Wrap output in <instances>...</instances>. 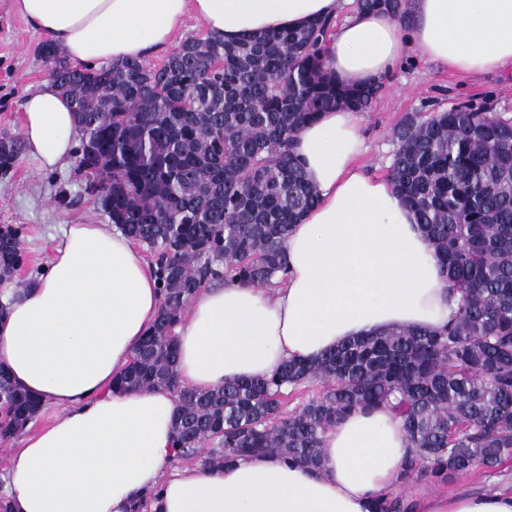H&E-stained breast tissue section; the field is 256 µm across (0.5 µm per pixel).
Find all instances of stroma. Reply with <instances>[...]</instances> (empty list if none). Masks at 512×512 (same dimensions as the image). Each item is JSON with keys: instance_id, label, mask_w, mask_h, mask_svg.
<instances>
[{"instance_id": "stroma-1", "label": "stroma", "mask_w": 512, "mask_h": 512, "mask_svg": "<svg viewBox=\"0 0 512 512\" xmlns=\"http://www.w3.org/2000/svg\"><path fill=\"white\" fill-rule=\"evenodd\" d=\"M45 39L17 11L14 0H0V131H20L23 97L45 77L46 64L38 52ZM465 104L511 118L512 68L462 76L424 64L415 53H408L382 85L372 108L362 115L367 146L362 163L374 174L387 175L397 127L408 117ZM62 191L68 195V204L58 201ZM106 221L95 199L76 181L73 164L44 171L24 157L9 178L0 179V227L20 230L23 240L21 282L43 273L62 225Z\"/></svg>"}]
</instances>
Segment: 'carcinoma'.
Masks as SVG:
<instances>
[{"instance_id":"obj_1","label":"carcinoma","mask_w":512,"mask_h":512,"mask_svg":"<svg viewBox=\"0 0 512 512\" xmlns=\"http://www.w3.org/2000/svg\"><path fill=\"white\" fill-rule=\"evenodd\" d=\"M406 0H361L405 14ZM329 27L191 37L160 66L72 65L46 40L48 76L76 114L75 174L115 228L153 253L156 323L113 388L176 394L175 457L212 468L269 453L318 467L322 435L358 409L387 406L413 452L403 479L447 481L512 460V119L469 106L411 117L394 133L389 176L461 293L442 330L391 328L263 380L208 391L180 385L173 328L201 285L259 286L286 270L285 240L316 203L293 135L336 106L368 110L379 87L347 89L320 63ZM135 112L130 120L127 113ZM0 177L24 146L0 133ZM23 261L20 232L0 228V279ZM326 384L286 416V389ZM0 367V443L41 412Z\"/></svg>"}]
</instances>
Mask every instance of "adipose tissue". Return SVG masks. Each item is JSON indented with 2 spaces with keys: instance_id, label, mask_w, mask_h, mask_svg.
I'll return each instance as SVG.
<instances>
[{
  "instance_id": "ef3b65f1",
  "label": "adipose tissue",
  "mask_w": 512,
  "mask_h": 512,
  "mask_svg": "<svg viewBox=\"0 0 512 512\" xmlns=\"http://www.w3.org/2000/svg\"><path fill=\"white\" fill-rule=\"evenodd\" d=\"M19 12L72 62L98 65L169 48L187 13L227 42L245 33L333 19L341 0H17ZM468 74L512 64V0H409L406 19L356 10L321 54L345 87L386 80L407 55ZM21 137L42 168L71 159L75 114L50 80L28 92ZM357 113L322 112L295 134L318 195L288 234V275L271 288L202 289L175 328L178 378L207 390L270 377L342 342L392 327L434 330L459 294L414 211L388 178L367 173ZM50 267L28 288H4L0 367L54 408L25 435L0 475L9 512H377L393 496L411 448L386 407L327 431L319 469L256 454L213 469L172 471L177 399L158 388L116 392L112 381L154 325L155 274L132 241L105 224L65 225ZM411 512H512V488L477 495H407Z\"/></svg>"
}]
</instances>
